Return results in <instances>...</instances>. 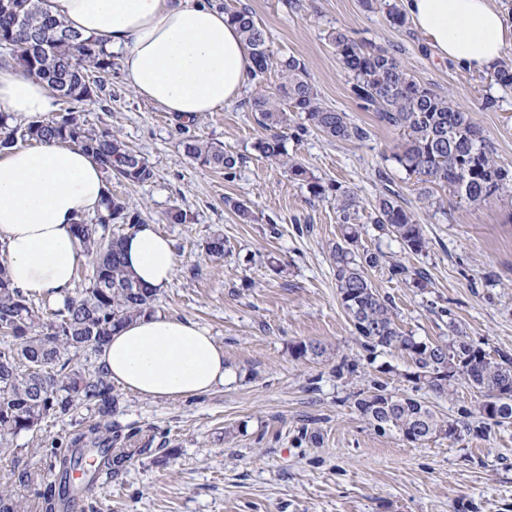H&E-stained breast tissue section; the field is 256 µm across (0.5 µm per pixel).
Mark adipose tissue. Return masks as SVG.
Listing matches in <instances>:
<instances>
[{
    "mask_svg": "<svg viewBox=\"0 0 512 512\" xmlns=\"http://www.w3.org/2000/svg\"><path fill=\"white\" fill-rule=\"evenodd\" d=\"M440 59L473 72L493 70L512 39L494 0H400ZM51 13L117 55L128 87L182 120L234 102L252 60L237 26L210 0H48ZM47 84L0 67V112L37 118L56 111ZM107 191L98 161L58 142L0 153V250L22 292L64 302L86 255L75 223L96 216ZM129 273L167 288L176 272L173 243L139 224L122 242ZM113 384L149 400L205 394L229 375L224 348L197 323L159 313L114 331L99 353Z\"/></svg>",
    "mask_w": 512,
    "mask_h": 512,
    "instance_id": "ef3b65f1",
    "label": "adipose tissue"
}]
</instances>
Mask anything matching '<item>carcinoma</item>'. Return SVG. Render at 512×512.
Segmentation results:
<instances>
[{"mask_svg":"<svg viewBox=\"0 0 512 512\" xmlns=\"http://www.w3.org/2000/svg\"><path fill=\"white\" fill-rule=\"evenodd\" d=\"M366 7L384 12L394 26L406 24L405 15L390 0H366ZM18 14L25 19L27 30L14 37L12 25ZM224 14L236 24L249 50L253 82L263 80L273 65L281 74L279 98L259 92L248 100L257 122L270 131L255 149L282 165L313 197L330 202L336 209L341 237L333 249L334 277L357 338L369 351L380 348L406 355L415 367L411 377L426 381L439 393L447 391L451 381L465 380L483 397L479 406L482 416L497 424L511 422L512 357L491 359L455 325L451 326L454 336L444 346L403 331L392 302L372 284L369 271L385 268L390 278L421 293L432 286L431 278L422 269L388 259L380 250L359 251L365 225L354 223L359 207L354 192L319 182L288 153L289 138L298 139L312 130L337 141H363L369 137L368 130L355 124L347 113L321 102L301 59L275 56L269 35L249 8L226 5ZM0 38L8 42L4 49L14 65L46 82L58 97L73 104L64 115L23 126H12L0 115L1 152L12 148L16 132L22 131L27 140L40 144L69 142L91 154L103 168L108 184L114 178L140 184L154 177L148 161L111 130L85 127L82 106L97 101L103 92L102 81L91 76L107 74L114 66L112 54L98 39L54 17L46 0H0ZM329 40L352 80L351 92L359 107L402 131L403 141L392 159L408 177L415 178L427 207L443 206L442 200L432 197L435 187L446 188L473 205L512 196V166L497 159L470 113L451 96L439 95L421 84L392 52L360 44L342 28L331 32ZM493 80L512 89V61L501 62L493 71ZM281 100L288 109L279 106ZM296 118L299 122L295 124ZM183 146L190 158L202 166L224 170L227 179L235 178L243 163V158L194 137L185 139ZM139 223L140 213L109 191L103 212L93 220L83 218L74 224L75 235L92 258L93 274L89 286L58 309L37 303L13 287L5 264L0 263V441L35 431L49 416L70 417L80 404L91 405L97 412L98 421L72 433L66 448L46 449L49 458L60 462L57 473L55 465H49L55 483L46 484L47 493L57 497L64 508L70 507L81 491L69 485L70 471L86 468L87 481L95 485L102 477L119 476L144 452L128 447L137 433L123 436L113 428L117 397L103 370L89 372L67 357L69 353L101 349L112 331L156 312L157 292L143 287L125 270L123 236L107 239L101 233L108 224L132 227ZM371 223L410 254L427 250L419 220L394 191L388 189L378 197ZM356 405L373 427L397 433L407 441L414 438L424 442L457 433L454 424L440 419L425 403L393 394L382 385L363 394Z\"/></svg>","mask_w":512,"mask_h":512,"instance_id":"obj_1","label":"carcinoma"}]
</instances>
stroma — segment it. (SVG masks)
Listing matches in <instances>:
<instances>
[{
  "mask_svg": "<svg viewBox=\"0 0 512 512\" xmlns=\"http://www.w3.org/2000/svg\"><path fill=\"white\" fill-rule=\"evenodd\" d=\"M212 2L248 6L274 52L305 62L322 102L369 130L363 141L312 131L289 140L288 151L319 181L354 191L356 221L369 227L363 247L429 272L432 286L423 293L386 271L369 273L402 329L444 344L455 324L491 357L512 356V201L477 206L447 192L444 209H424L416 185L390 158L401 132L359 108L328 36L343 27L355 40L394 52L418 81L469 110L511 165L512 91L490 73L440 62L412 25L392 26L362 0H306L298 12L283 0ZM102 81L100 100L84 107L86 126L112 130L154 170L149 182H116L112 191L173 240L178 258L156 309L208 328L232 377L177 402L119 391L113 420L139 431L145 453L68 512H512V423L482 417L480 393L463 380L452 394H440L412 379L405 355L361 346L336 289V211L260 157L254 145L265 131L245 99L183 124L137 97L120 68ZM489 98L495 107H486ZM189 136L244 156L236 177L186 156ZM383 170L421 218L429 241L421 255L405 253L370 226ZM233 200L248 202L256 221L242 223ZM174 207L188 212V223L166 222ZM217 234L226 240L221 258L205 252ZM311 340L326 354L296 357L294 346ZM345 360L353 371L338 372ZM377 384L425 402L457 425L456 435L414 444L378 433L356 407ZM93 420V407L82 405L72 418H46L36 431L0 443V483L11 486L24 469L47 471L44 448Z\"/></svg>",
  "mask_w": 512,
  "mask_h": 512,
  "instance_id": "35a3bbf8",
  "label": "stroma"
}]
</instances>
